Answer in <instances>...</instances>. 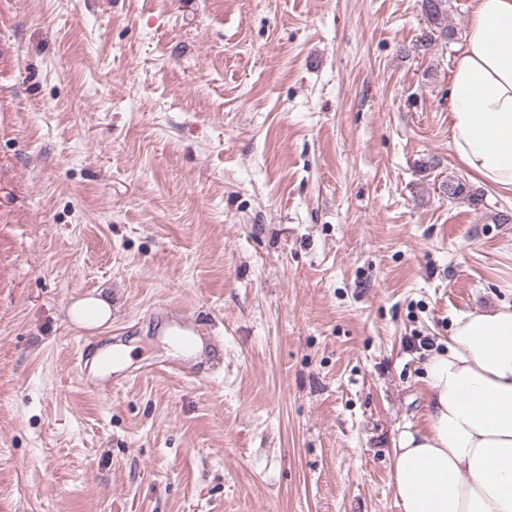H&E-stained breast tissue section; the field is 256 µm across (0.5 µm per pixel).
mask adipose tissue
<instances>
[{"instance_id": "adipose-tissue-1", "label": "adipose tissue", "mask_w": 512, "mask_h": 512, "mask_svg": "<svg viewBox=\"0 0 512 512\" xmlns=\"http://www.w3.org/2000/svg\"><path fill=\"white\" fill-rule=\"evenodd\" d=\"M448 133L478 182L512 194V0H475L450 72ZM424 371L425 424L393 443L401 512H512V303L457 313Z\"/></svg>"}]
</instances>
